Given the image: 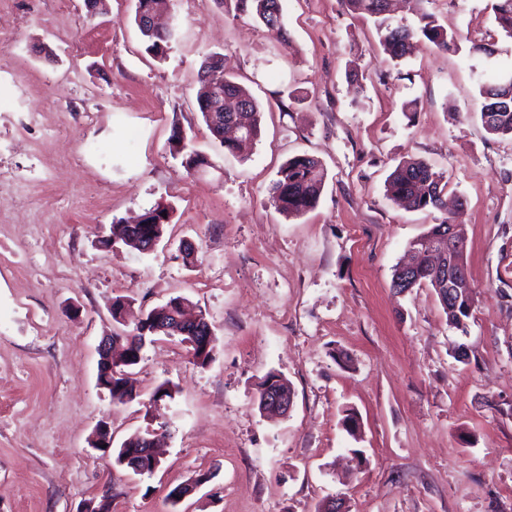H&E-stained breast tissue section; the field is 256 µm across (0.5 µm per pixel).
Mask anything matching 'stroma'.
<instances>
[{"label":"stroma","instance_id":"1","mask_svg":"<svg viewBox=\"0 0 512 512\" xmlns=\"http://www.w3.org/2000/svg\"><path fill=\"white\" fill-rule=\"evenodd\" d=\"M491 3L425 0L457 45L417 39L396 65L374 18L340 0H281L278 31L237 0H167L161 57L145 50L136 0L92 17L84 0H0V171L14 174L0 184V512H81L107 490L110 512H317L337 498L348 512H512V137L476 114L478 74L512 72ZM215 52L261 105L259 137L236 154L197 108ZM176 131L210 167L170 154ZM303 153L324 187L288 217L268 188ZM408 157L465 201L462 331L432 289L391 286L442 218L387 197ZM160 203L172 213L152 253L101 246L113 222ZM176 296L211 323L212 361L156 337L132 370L137 399L113 402L97 384L101 338ZM271 373L293 392L287 415L258 408ZM165 382L173 398L153 401ZM102 421L116 447L157 432L159 468L137 474L91 448Z\"/></svg>","mask_w":512,"mask_h":512}]
</instances>
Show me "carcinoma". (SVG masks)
<instances>
[{"instance_id":"obj_1","label":"carcinoma","mask_w":512,"mask_h":512,"mask_svg":"<svg viewBox=\"0 0 512 512\" xmlns=\"http://www.w3.org/2000/svg\"><path fill=\"white\" fill-rule=\"evenodd\" d=\"M280 0H239L242 11L255 14L266 26L274 27L280 24L279 16L274 14ZM424 0H408L412 11L420 14L422 25L417 28L397 26L385 27L380 34V44L385 54L393 61L402 60L409 52L411 40L423 37L435 47L449 50L456 45L457 35L449 33L435 24L432 15L423 12ZM345 9L353 14H364L370 17H380L388 10V0H342ZM160 0H136L135 24L142 28L145 18L157 13ZM493 19L496 26L512 39V0H492ZM218 61L209 55L203 61L198 77L200 87L197 91L198 110L209 132H214L211 125V109L216 92L224 93V97L234 99L246 109L243 140H226L222 143L225 149L235 153L245 143L253 142L260 132V111L256 99L249 90L230 74L217 73ZM480 120L485 130L492 135L512 136V98H500L499 84L479 83ZM171 154L184 157V163L191 168L204 162L202 155L194 150L187 138L174 134L169 142ZM448 182L444 173L437 170L430 162L423 159H410L399 163L388 175L385 183L387 196L403 202L413 210L434 209L443 214L440 223L433 225L424 237L410 243V247L419 252L425 249L424 240L448 231V203L445 197ZM324 169L321 162L308 154L295 155L289 158L279 169L278 178L269 188V199L281 214L288 217L299 216L314 208L323 191ZM148 222L147 232L155 239L163 238L165 225L162 212L150 209L145 212ZM430 286L435 293H440L445 284L442 283L440 272L436 270L432 257L425 256L420 261L417 286ZM472 305V287L461 288L454 297V303H443L442 308L447 315L448 324L461 331L465 330V319L470 315ZM201 339L192 346L193 358L196 364L204 367L212 361L214 338L211 325L206 323L198 332ZM121 340L122 344H131L128 359L120 364L116 376L112 377V401L128 403L134 400V388L124 377L119 367H130L141 360L145 342L142 334L115 335L112 340ZM147 434L134 433L130 435L115 452V463L123 465L126 456L132 452L144 451L142 442Z\"/></svg>"}]
</instances>
